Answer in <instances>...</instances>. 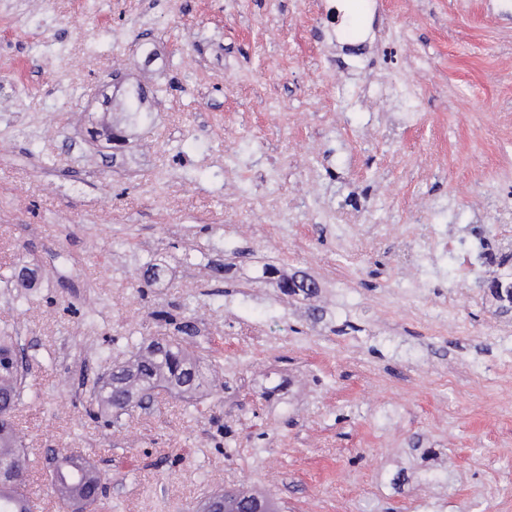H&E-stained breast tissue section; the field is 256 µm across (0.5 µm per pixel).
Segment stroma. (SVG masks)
<instances>
[{
	"label": "stroma",
	"mask_w": 512,
	"mask_h": 512,
	"mask_svg": "<svg viewBox=\"0 0 512 512\" xmlns=\"http://www.w3.org/2000/svg\"><path fill=\"white\" fill-rule=\"evenodd\" d=\"M0 0V327L38 512H512V13L496 0ZM142 89L148 121L110 107ZM478 236L470 265L432 249ZM166 275L146 285L148 262ZM306 273L318 288L292 295ZM209 384L107 425L119 349Z\"/></svg>",
	"instance_id": "stroma-1"
}]
</instances>
